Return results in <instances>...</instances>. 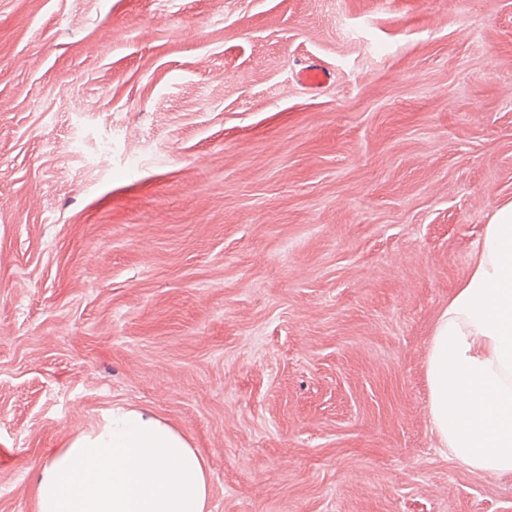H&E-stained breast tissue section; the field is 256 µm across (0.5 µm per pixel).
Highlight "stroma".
I'll return each instance as SVG.
<instances>
[{
  "label": "stroma",
  "instance_id": "1",
  "mask_svg": "<svg viewBox=\"0 0 512 512\" xmlns=\"http://www.w3.org/2000/svg\"><path fill=\"white\" fill-rule=\"evenodd\" d=\"M508 199L512 0H0V512L115 404L212 512H512L424 374Z\"/></svg>",
  "mask_w": 512,
  "mask_h": 512
}]
</instances>
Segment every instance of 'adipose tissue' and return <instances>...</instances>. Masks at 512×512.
Instances as JSON below:
<instances>
[{
	"mask_svg": "<svg viewBox=\"0 0 512 512\" xmlns=\"http://www.w3.org/2000/svg\"><path fill=\"white\" fill-rule=\"evenodd\" d=\"M429 417L450 459L512 478V200L488 216L470 271L448 297L425 359ZM209 464L147 409L115 407L50 449L36 512H211Z\"/></svg>",
	"mask_w": 512,
	"mask_h": 512,
	"instance_id": "ef3b65f1",
	"label": "adipose tissue"
}]
</instances>
